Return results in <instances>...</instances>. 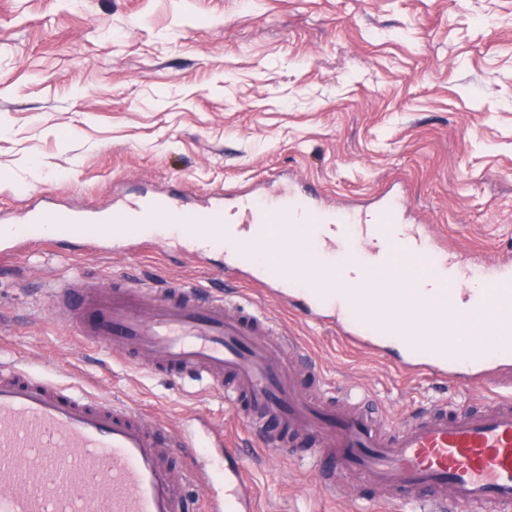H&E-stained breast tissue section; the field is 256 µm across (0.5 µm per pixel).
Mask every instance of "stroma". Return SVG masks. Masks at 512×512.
<instances>
[{
  "label": "stroma",
  "instance_id": "1",
  "mask_svg": "<svg viewBox=\"0 0 512 512\" xmlns=\"http://www.w3.org/2000/svg\"><path fill=\"white\" fill-rule=\"evenodd\" d=\"M328 197L368 200L394 184L437 236L489 261L512 249V0H0V209L30 193L101 206L181 185L245 190L279 173ZM224 256L160 241L114 255L79 242L18 246L0 263V365H19L193 424L237 448L254 512H400L364 485L315 489L305 462L257 449L224 398L192 377L154 376L66 335L47 296L72 275L169 276L245 293ZM264 307L320 368L324 400L357 385L386 417L447 400L478 410L493 384L405 375L392 357L328 326Z\"/></svg>",
  "mask_w": 512,
  "mask_h": 512
}]
</instances>
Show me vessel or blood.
Masks as SVG:
<instances>
[{
    "instance_id": "vessel-or-blood-1",
    "label": "vessel or blood",
    "mask_w": 512,
    "mask_h": 512,
    "mask_svg": "<svg viewBox=\"0 0 512 512\" xmlns=\"http://www.w3.org/2000/svg\"><path fill=\"white\" fill-rule=\"evenodd\" d=\"M402 190L370 207H335L296 182L268 207L256 193L193 197L151 191L105 207L31 205L25 224H53L99 252L147 245L148 224L221 242L263 295L329 320L359 349L400 352L407 373L452 383L512 370V259L457 257L412 217ZM490 282L481 295L441 287L453 265ZM86 344L155 374L192 375L223 392L273 448L313 436L320 493L354 477L414 512H512V393L482 414L442 402L387 423L361 388L327 407L289 377L263 338L274 326L257 302L232 304L178 280L127 275L105 287L76 277L50 291ZM210 433L180 435L125 402L103 400L24 368L0 367V512H188L195 470L179 450L210 448ZM206 512H253V490L232 455Z\"/></svg>"
}]
</instances>
